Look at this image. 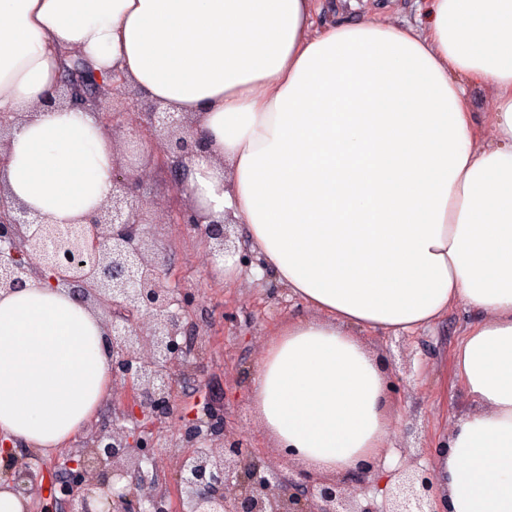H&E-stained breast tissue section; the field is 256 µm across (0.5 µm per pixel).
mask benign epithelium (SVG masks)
<instances>
[{
	"label": "benign epithelium",
	"mask_w": 512,
	"mask_h": 512,
	"mask_svg": "<svg viewBox=\"0 0 512 512\" xmlns=\"http://www.w3.org/2000/svg\"><path fill=\"white\" fill-rule=\"evenodd\" d=\"M126 95L118 73L103 83L88 71H66L52 102L95 105L102 124L124 134L127 153L116 157L112 196L87 224H46L0 194V291L25 286L32 276L63 266L49 279L103 310L112 352V382L125 389L122 421L96 430L83 445L47 462L12 440L3 449L4 483L39 503V512H441L431 473L405 468L385 488L381 507L362 505L357 490L335 476L298 472L285 478L266 458L224 428L210 409L182 412L180 438L165 446L155 432L174 414L173 388L196 368L188 350L194 328V290L175 284L139 206L144 183L130 173L142 129L163 140L174 169L205 148L184 112L127 102L113 123L112 102ZM176 223L212 244L214 263L237 254L227 223L191 208ZM178 456L176 495L159 487L163 452Z\"/></svg>",
	"instance_id": "obj_1"
}]
</instances>
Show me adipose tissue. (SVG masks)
<instances>
[{
    "instance_id": "ef3b65f1",
    "label": "adipose tissue",
    "mask_w": 512,
    "mask_h": 512,
    "mask_svg": "<svg viewBox=\"0 0 512 512\" xmlns=\"http://www.w3.org/2000/svg\"><path fill=\"white\" fill-rule=\"evenodd\" d=\"M421 30L377 18L311 34V0H0V190L49 224L112 193L93 105H48L64 54L185 112L207 141L183 193L247 225L312 314L251 378L264 434L310 471L381 463L393 416L360 331L478 314L455 352L470 408L438 449L443 512H512V0H430ZM496 94L484 137L465 85ZM100 316L40 282L0 291V433L46 452L112 382Z\"/></svg>"
}]
</instances>
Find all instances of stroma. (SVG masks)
<instances>
[{"label":"stroma","instance_id":"35a3bbf8","mask_svg":"<svg viewBox=\"0 0 512 512\" xmlns=\"http://www.w3.org/2000/svg\"><path fill=\"white\" fill-rule=\"evenodd\" d=\"M313 12L314 29L320 33L370 15L422 27L428 23L426 0H313ZM141 152L144 213L164 240L177 279L188 282L197 299V367L176 384L175 407L186 411L210 396L213 407L222 409L228 432L267 456L279 470L298 472V464L281 456L263 434L250 404L249 380L276 327L287 319L308 316L309 311L269 268L259 267L245 225H235L234 235L240 252L249 254L251 261L237 278L225 279L200 234L176 223L188 201L174 190L169 169L157 163L160 146L153 135L144 134ZM470 319V313L454 307L412 334L362 333L391 382L392 468L417 463L436 470V448L446 442L454 417L468 407L454 352Z\"/></svg>","mask_w":512,"mask_h":512}]
</instances>
